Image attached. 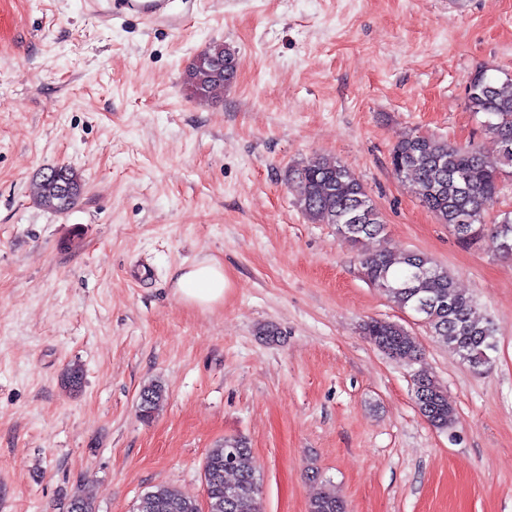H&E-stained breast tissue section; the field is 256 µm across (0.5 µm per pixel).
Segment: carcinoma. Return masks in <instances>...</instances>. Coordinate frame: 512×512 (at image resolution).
I'll return each instance as SVG.
<instances>
[{"label": "carcinoma", "mask_w": 512, "mask_h": 512, "mask_svg": "<svg viewBox=\"0 0 512 512\" xmlns=\"http://www.w3.org/2000/svg\"><path fill=\"white\" fill-rule=\"evenodd\" d=\"M236 74L233 53L222 44L200 52L188 69L186 83L193 97L207 100L230 84ZM468 108L484 117L482 125L498 145L495 156L473 145L459 146L416 135L398 141L390 153L392 171L408 182L420 202L448 225L462 241L488 235L497 251L512 258V212L487 222L502 178L512 174V79L503 82L479 69L468 77ZM301 186L299 205L314 224L345 230L354 246L380 237L385 231L381 213L363 185L345 164L313 156L288 172ZM81 193L78 173L70 166L46 169L35 181L36 203L54 213L69 211ZM363 275L375 288H384L397 305L411 311L431 334L452 349L475 371L490 368L496 351L495 329L473 318V299L461 293L448 268L419 252L386 248L362 253ZM363 333L382 352L411 359L419 343L400 324L372 319ZM420 413L438 430L456 422V410L436 380L427 374L414 379ZM165 389L155 383L141 388L138 413L147 421L163 405ZM251 449L241 439L227 440L208 450L203 461L204 483L211 512H263L260 479L250 461ZM199 503L174 489L157 485L141 495L134 512H198ZM309 512H346L336 495L322 491Z\"/></svg>", "instance_id": "obj_1"}]
</instances>
